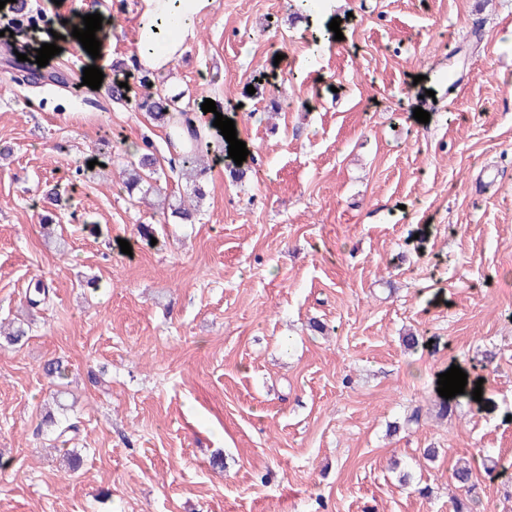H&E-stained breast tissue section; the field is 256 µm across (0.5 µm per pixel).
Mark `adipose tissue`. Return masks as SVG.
Returning <instances> with one entry per match:
<instances>
[{
  "label": "adipose tissue",
  "instance_id": "ef3b65f1",
  "mask_svg": "<svg viewBox=\"0 0 512 512\" xmlns=\"http://www.w3.org/2000/svg\"><path fill=\"white\" fill-rule=\"evenodd\" d=\"M214 0H141L132 65L163 72L178 61L194 38L197 18Z\"/></svg>",
  "mask_w": 512,
  "mask_h": 512
}]
</instances>
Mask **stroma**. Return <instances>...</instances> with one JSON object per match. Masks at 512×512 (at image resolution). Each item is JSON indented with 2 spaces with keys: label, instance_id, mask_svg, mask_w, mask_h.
<instances>
[{
  "label": "stroma",
  "instance_id": "stroma-1",
  "mask_svg": "<svg viewBox=\"0 0 512 512\" xmlns=\"http://www.w3.org/2000/svg\"><path fill=\"white\" fill-rule=\"evenodd\" d=\"M138 4L27 0L41 23L11 36L0 13V322L30 326L0 348V512H453L472 457L509 466L477 470V512H512V0H215L158 79L192 111L215 101L249 154L240 179L212 165L191 224L89 167L171 148L82 85L84 56L42 67L65 86L13 79L15 53L94 13L119 20L95 61L113 74ZM57 358L62 381L42 370ZM454 365L485 401L456 395L442 419ZM58 400L79 422L74 471L41 424Z\"/></svg>",
  "mask_w": 512,
  "mask_h": 512
}]
</instances>
